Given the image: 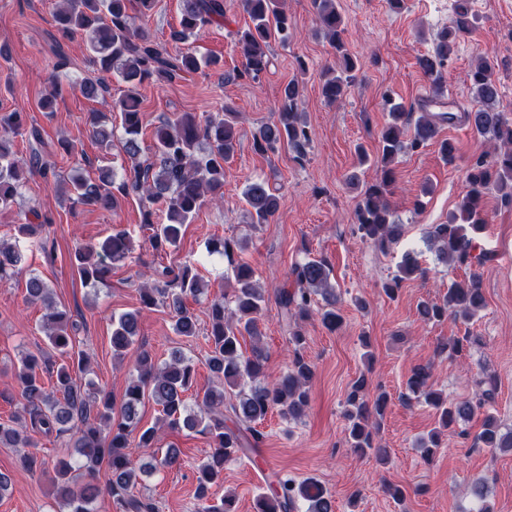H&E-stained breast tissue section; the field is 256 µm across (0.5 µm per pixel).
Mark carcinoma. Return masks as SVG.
Wrapping results in <instances>:
<instances>
[{
  "label": "carcinoma",
  "mask_w": 512,
  "mask_h": 512,
  "mask_svg": "<svg viewBox=\"0 0 512 512\" xmlns=\"http://www.w3.org/2000/svg\"><path fill=\"white\" fill-rule=\"evenodd\" d=\"M317 28L342 60L339 70H323L321 93L329 103L343 99L356 79V63L343 40V19L335 0H313ZM154 0H61L55 12L57 32L63 39L81 34L88 46L89 59L100 77L79 83L82 95L92 101L105 99L108 86L104 76L117 74L127 85L124 95L111 105L120 113L122 148L130 161L125 175L116 179L109 168L101 169L95 179L77 176L67 192L70 199L86 206L108 209L118 199L135 195L142 202L143 227L151 231L148 242L157 253L177 247L183 227L193 220L208 202L223 197L224 164L232 159L239 145L238 113L224 107L223 114L198 115L176 112L162 119L153 131L152 153L143 154L142 114L138 88L145 82L171 84L185 74L196 73L204 65L217 61L198 56L192 48L168 52L154 43L144 31V24ZM251 24L237 32V42L244 58L239 78H259L269 67L271 40L282 42L292 36L288 14L280 0H241ZM224 18V0H183L179 29L170 34L175 44L184 45L206 26ZM474 17L469 15L467 0H456L453 26L438 36L432 50L417 60L428 78L432 97L421 105V115L412 134H407L408 113L396 105L390 107L388 120L379 136V154L374 162L376 177L370 181L352 175L361 187L354 210L357 231L380 250L398 242L403 225L393 217L386 196L395 181L392 163L406 149L416 151L437 145L443 160L456 159V147L439 138L441 127L462 120L480 137L497 144L494 154L479 157L466 170L467 191L456 206V213L446 224H434L428 239L437 259L455 269H472L469 280L453 282L438 299H426L418 308L422 321L438 323L447 319L469 325L486 307L478 268L487 260L476 253L475 235L487 224L484 198L492 191L512 203V121L497 107L499 88L493 78L489 59L480 58L471 69L469 79L479 106L461 114L432 111L443 106L446 67L456 42L469 34ZM299 85L288 82L282 92L275 118L260 125L253 133L252 147L259 154L278 150L286 143L297 156L305 154L310 142L309 131L299 112ZM112 117L93 112L89 118L90 134L104 148L112 146ZM23 118L19 112L0 117V206L7 207L23 186L22 169L12 151L11 137L21 133ZM243 199L252 226L267 224L278 212L281 197L272 192L264 180L247 184ZM238 241L214 238L209 254H219L227 261L233 279L230 298L214 297L208 301L207 332L209 352L207 366L221 380V387L195 394V406L187 403V394L196 384V366L181 351L174 350L168 359L158 362L147 350L131 352L139 333L141 309L121 314L112 320V354L125 360L132 355V370L120 403L102 387H84L77 376L86 371L88 357L74 351L77 324L70 312L59 306L51 289L37 275L29 276L27 298L43 303L42 328L53 354L42 350L29 352L18 360L13 373L21 395V407L0 422V444L23 448L18 464L26 470L51 471L53 495L62 512H91L90 505L102 493L110 496L120 512H155V504L137 491L142 476H151L164 468L181 467L183 459L177 448L140 464L135 449L152 448L158 426L200 434L209 441L207 460L195 468V512H238L236 498L226 492L217 497L213 488L224 481V463L247 455L259 446L263 435L253 424L278 411L288 420L302 418L309 407V383L315 366L302 353L306 336L296 330L289 333L291 360L286 373L276 380L266 377L267 352L261 344L260 323L265 316V291L260 288L254 268L235 258ZM131 253L128 232L115 229L97 243L78 247L73 264L81 281L96 285L105 281L111 265L125 260ZM22 255L17 246L0 242V282L21 272ZM331 269L323 257H309L291 269L294 288L277 294L285 315L306 319L317 313L323 326L334 331L343 321L337 307L336 289L330 282ZM418 259L406 253L396 273L382 283V291L391 300L397 298L403 281L424 276ZM205 293V281L195 268L164 266L156 270L153 282L139 287L142 309L161 303L169 310L175 332L184 337L196 335L197 315L187 305L188 298L198 299ZM324 305L316 307V297ZM252 340L250 351L242 348L245 338ZM480 339L465 331L453 336L442 349L448 358L469 355ZM432 364L412 368L407 379L409 394L433 408L435 427L421 440L425 460L433 458L443 438L482 412L481 428L474 444L491 453L512 452V430H505L485 406L492 405L497 393V377L485 370L476 381L474 397L450 400L433 388ZM159 406L157 424L140 426V409L145 400ZM389 404L386 393L374 398L367 394V378L360 375L351 385L343 417L346 439L360 456H371L386 464L387 449L375 442V432ZM61 436L71 434L77 458L61 457L52 461L40 457L32 434ZM106 466L108 478L97 483V473ZM308 503L307 512H333L324 488L309 477L300 482L275 475L267 491L259 495L255 512H294L298 501Z\"/></svg>",
  "instance_id": "cac0c4a2"
}]
</instances>
